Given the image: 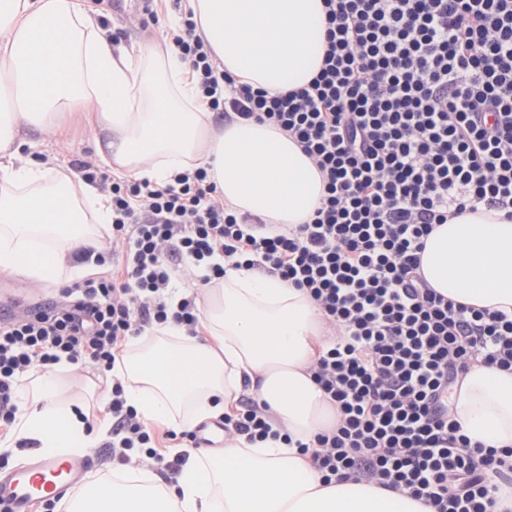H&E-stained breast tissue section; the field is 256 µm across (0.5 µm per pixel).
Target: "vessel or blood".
Segmentation results:
<instances>
[{
    "label": "vessel or blood",
    "instance_id": "b4317fda",
    "mask_svg": "<svg viewBox=\"0 0 512 512\" xmlns=\"http://www.w3.org/2000/svg\"><path fill=\"white\" fill-rule=\"evenodd\" d=\"M88 471L79 457L34 454L8 471H0V504L9 512H32L44 499H61L81 484Z\"/></svg>",
    "mask_w": 512,
    "mask_h": 512
}]
</instances>
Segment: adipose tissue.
Instances as JSON below:
<instances>
[{"instance_id":"ef3b65f1","label":"adipose tissue","mask_w":512,"mask_h":512,"mask_svg":"<svg viewBox=\"0 0 512 512\" xmlns=\"http://www.w3.org/2000/svg\"><path fill=\"white\" fill-rule=\"evenodd\" d=\"M197 32L226 73L276 94L320 70L323 0H187ZM96 104L101 159L120 174L158 183L205 167L240 214L268 224L309 222L324 181L276 126L238 121L213 129L176 52H117L79 0H0V270L42 283L84 275L75 252L110 229V201L94 185L16 158L23 130ZM420 271L432 288L477 309L512 314V219L464 214L435 225ZM309 296L279 278L227 271L209 289L198 336L154 330L116 366L128 405L148 424L179 432L221 416L244 379L257 381L275 423L309 442L336 412L308 370L334 344ZM453 419L471 440L512 446V373L474 364L451 395ZM41 452L80 454L107 436L88 424L58 370L25 388L16 423ZM69 512H431L424 502L365 482L325 484L280 441L225 442L210 463L188 461L163 488L144 473L96 477Z\"/></svg>"}]
</instances>
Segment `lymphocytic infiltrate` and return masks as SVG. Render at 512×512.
Instances as JSON below:
<instances>
[{"label":"lymphocytic infiltrate","mask_w":512,"mask_h":512,"mask_svg":"<svg viewBox=\"0 0 512 512\" xmlns=\"http://www.w3.org/2000/svg\"><path fill=\"white\" fill-rule=\"evenodd\" d=\"M323 65L269 95L224 71L193 20L168 39L216 120L269 123L323 174L309 223L275 227L232 211L206 168L163 183L72 160L112 205L111 277L61 288L0 324V426L24 377L66 361L112 374V448L121 465L178 469L128 405L114 366L130 339L174 325L194 336L200 293L172 299L182 267L201 285L258 270L305 291L338 331L310 372L336 424L300 444L324 482L365 481L433 512H495L512 448L471 442L448 392L474 363L512 370V318L445 299L420 273L435 225L478 208L512 217V0H324ZM224 435L282 439L259 398L221 418Z\"/></svg>","instance_id":"lymphocytic-infiltrate-1"}]
</instances>
